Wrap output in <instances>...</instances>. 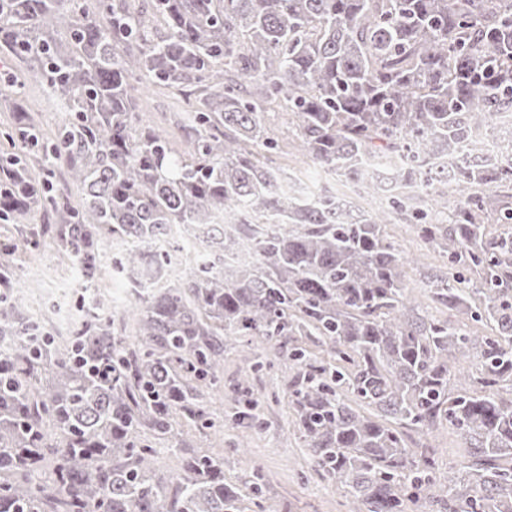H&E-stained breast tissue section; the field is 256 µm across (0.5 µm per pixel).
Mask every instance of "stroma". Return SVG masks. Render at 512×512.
Returning a JSON list of instances; mask_svg holds the SVG:
<instances>
[{
    "instance_id": "stroma-1",
    "label": "stroma",
    "mask_w": 512,
    "mask_h": 512,
    "mask_svg": "<svg viewBox=\"0 0 512 512\" xmlns=\"http://www.w3.org/2000/svg\"><path fill=\"white\" fill-rule=\"evenodd\" d=\"M132 95L145 126L165 133L176 154L192 150L183 128L184 117L191 110L188 98L176 89L146 78L135 83ZM69 116L67 106L34 77L27 62L0 52V156L13 152L11 137L20 128L35 127L41 140L47 142L54 139ZM264 123L280 141V148L273 155L278 166L302 178L316 172V165L303 155L291 133L287 112L265 113ZM385 231L389 241L408 259L404 286L418 303L420 313L446 317L447 309L430 300L428 289L435 277L447 273V258L425 244L414 225L396 220L386 225ZM15 260L22 272L18 280L0 293L21 298L22 311L32 320L60 310L61 319L50 324L48 330L61 340L71 336L79 324L83 296L82 289L70 278L71 262L60 256L47 234L40 237L38 247H20ZM240 343L238 337L227 338L224 379L219 388L205 392L214 415V427L184 429V448L222 451L224 480L240 488L250 484L254 469H261L268 502L276 512H347L348 504L342 494L320 481L312 470L310 451L297 430L296 415L288 403L294 371L280 363L271 344L259 341L255 347L262 367L245 373ZM243 380L248 381L261 402L260 426L232 422L240 410L233 400L234 388ZM405 440L411 449L434 448L440 473H461L467 463L466 445L451 428L438 425L427 433L410 429Z\"/></svg>"
}]
</instances>
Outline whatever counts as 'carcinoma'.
Listing matches in <instances>:
<instances>
[{"label":"carcinoma","mask_w":512,"mask_h":512,"mask_svg":"<svg viewBox=\"0 0 512 512\" xmlns=\"http://www.w3.org/2000/svg\"><path fill=\"white\" fill-rule=\"evenodd\" d=\"M95 2L0 0V51L31 59L75 112L41 149L83 194L72 207L15 155L0 165V213L65 214L54 243L94 293L102 230L135 243L112 272L139 285L127 309L99 299L102 314L64 343L33 337L20 303L0 300V512H272L260 472L246 494L224 482V457L180 448L179 427L214 425L203 388L220 382L230 335L273 343L296 371L289 397L314 472L350 512H512V232L487 231L512 224V154L468 149L512 111V0H151L163 37L131 0ZM65 4L68 48L54 37ZM142 77L195 98L189 157L141 124ZM282 104L307 155L350 184L375 156L460 164L371 177L362 193L381 210L357 213L250 149H277L262 116ZM226 212L244 216L256 256L230 276L210 229ZM399 216L477 275V288L459 273L432 282L445 319L406 293V258L384 232ZM175 224L207 227L209 251L159 288L167 253L145 243ZM14 248L0 247L9 281ZM128 316L133 343L116 334ZM471 321L492 335H470ZM237 394L239 419L258 422L259 400L244 384ZM440 424L469 444L462 476L406 447L403 429ZM153 438L180 454L172 482L153 468Z\"/></svg>","instance_id":"obj_1"}]
</instances>
